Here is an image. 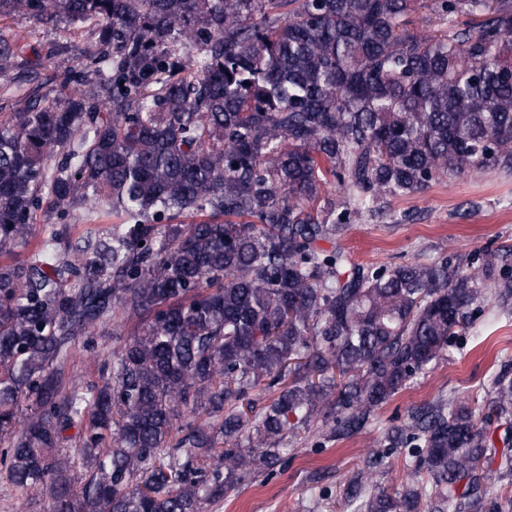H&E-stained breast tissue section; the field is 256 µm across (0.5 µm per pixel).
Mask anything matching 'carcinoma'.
<instances>
[{
	"label": "carcinoma",
	"instance_id": "cac0c4a2",
	"mask_svg": "<svg viewBox=\"0 0 512 512\" xmlns=\"http://www.w3.org/2000/svg\"><path fill=\"white\" fill-rule=\"evenodd\" d=\"M425 7L440 28L410 31ZM7 16L99 43L53 87L40 70L68 44L0 27V75L35 83L0 120V443L51 512H204L312 420L361 430L471 305L512 313V250L466 269L318 246L380 201L512 172V0H0ZM119 317L141 327L99 381L64 380L78 340ZM493 407L512 416V377ZM410 440L442 501L485 512L508 466L471 408L412 412L392 437ZM426 495L415 478L360 509Z\"/></svg>",
	"mask_w": 512,
	"mask_h": 512
}]
</instances>
